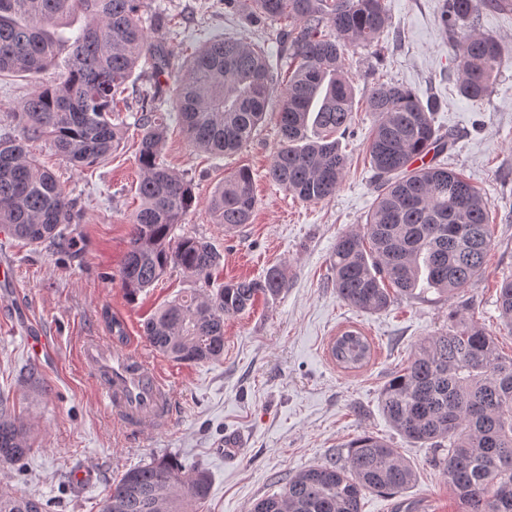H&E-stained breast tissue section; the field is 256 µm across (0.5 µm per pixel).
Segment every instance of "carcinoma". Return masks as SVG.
<instances>
[{"mask_svg":"<svg viewBox=\"0 0 512 512\" xmlns=\"http://www.w3.org/2000/svg\"><path fill=\"white\" fill-rule=\"evenodd\" d=\"M145 0H0V75L35 74L68 52L66 71L25 99L14 121L22 136L0 134V227L30 246L71 247L78 239L77 202L32 157L25 142L42 137L75 166L107 159L122 137L112 122L118 96L143 58L155 80L138 90L137 194L119 277L134 300L169 269L203 282L206 291L178 297L157 310L143 335L162 355L181 363L224 355V318L247 311L258 297L287 287L278 267L253 279L210 288L220 257L206 240L177 235L196 201L191 181L160 156L166 127L156 117L172 51L143 26ZM253 21H285L294 67L282 90L279 145L272 182L298 199L318 203L342 184L348 157L338 137L352 122L355 92L345 67L352 46L370 47L393 20L385 0H245ZM501 0H447L449 33L460 95L473 101L492 92L502 61L496 38L459 23L473 22ZM85 24L60 32L71 17ZM270 57L260 43L214 37L187 60L174 88V107L190 146L209 154L240 150L264 121L274 90ZM375 115L367 148L377 196L362 230L336 239L333 284L349 305L381 312L397 297L434 290L452 297L478 276L491 246L490 203L459 172L438 164L412 167L414 158L439 155L452 140L437 133V102L380 83L366 97ZM256 207L250 172L240 169L212 192L216 224L251 223ZM498 310L512 329V278L499 284ZM336 364L362 368L371 343L345 331L331 346ZM380 407L408 442L434 451L463 512H512V356H503L486 329L459 316L450 329L422 339L409 364L382 389ZM31 452L24 424L0 397V464L20 473ZM417 480L414 466L383 439L364 434L321 465L288 479L282 491L257 501L251 512H361L367 492L396 494ZM200 461L155 458L112 483L101 512H196L210 494ZM49 501L0 488V512H48Z\"/></svg>","mask_w":512,"mask_h":512,"instance_id":"carcinoma-1","label":"carcinoma"}]
</instances>
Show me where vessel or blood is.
I'll use <instances>...</instances> for the list:
<instances>
[{
  "label": "vessel or blood",
  "mask_w": 512,
  "mask_h": 512,
  "mask_svg": "<svg viewBox=\"0 0 512 512\" xmlns=\"http://www.w3.org/2000/svg\"><path fill=\"white\" fill-rule=\"evenodd\" d=\"M78 357L97 381L101 402L125 438L145 440L172 418L175 400L162 371L147 355L91 336L82 341Z\"/></svg>",
  "instance_id": "b4317fda"
}]
</instances>
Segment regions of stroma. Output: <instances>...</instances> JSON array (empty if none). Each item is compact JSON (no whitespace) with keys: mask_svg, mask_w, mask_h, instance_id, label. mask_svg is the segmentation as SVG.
Instances as JSON below:
<instances>
[{"mask_svg":"<svg viewBox=\"0 0 512 512\" xmlns=\"http://www.w3.org/2000/svg\"><path fill=\"white\" fill-rule=\"evenodd\" d=\"M150 11L173 18L166 35L174 64L210 38L244 37L265 44L276 79L288 72V47L276 38V23L245 25L241 7L224 0H148ZM444 0H386L392 29L373 47L346 55L358 101L351 133L339 140L348 157L334 197L306 203L268 178L278 147L280 95H273L265 122L232 155L194 151L170 104L161 115L168 126L161 155L171 170L191 181L196 202L181 232L207 240L220 256L215 283L262 276L282 267L288 286L276 298L258 300L250 311L224 320L220 360L185 364L159 354L142 334L146 318L199 283L175 267L137 300H129L118 270L138 205L136 157L140 115L136 99L117 105L127 129L105 161L78 168L43 139L28 150L49 169L83 209L81 252L33 248L0 233V263L12 280L0 286V395L29 428L32 450L23 476L0 468V486L38 494L51 512H99L115 478L152 459L174 455L199 460L211 475L201 512H249L258 500L280 492L296 472L321 464L353 439L370 434L386 440L415 467L416 483L397 494H366L361 512H461L431 449L417 448L390 427L380 393L409 362L423 338L447 330L455 315L483 326L504 355H512V333L500 320L498 285L512 275V13H481L477 27L503 46L493 92L480 101L457 88L453 50L441 22ZM55 77H0V133L14 131L13 112L41 82ZM394 82L419 99H437L434 126L455 144L438 164L462 172L491 203L492 242L482 273L452 297L431 292L397 298L382 312H366L342 301L332 285L330 261L338 235L365 223L376 198L367 145L374 116L362 100L380 82ZM252 175L257 200L250 224L234 236L214 223L207 202L224 177L238 169ZM122 322L136 349L154 358L176 394V421L148 440L123 439L102 407L92 380L77 359L80 336H109ZM347 328L368 337L372 356L355 371L328 354L333 336ZM46 336L49 358L32 359L27 333ZM237 450L225 451L227 441ZM83 480H75V473Z\"/></svg>","mask_w":512,"mask_h":512,"instance_id":"obj_1","label":"stroma"}]
</instances>
